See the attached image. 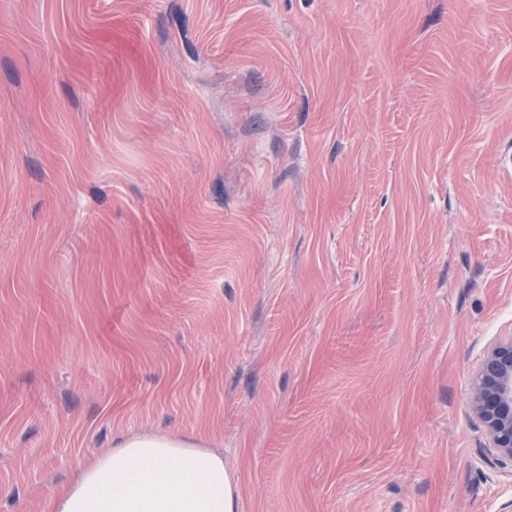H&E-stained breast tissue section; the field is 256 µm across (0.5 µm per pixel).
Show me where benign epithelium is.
<instances>
[{
    "instance_id": "1",
    "label": "benign epithelium",
    "mask_w": 512,
    "mask_h": 512,
    "mask_svg": "<svg viewBox=\"0 0 512 512\" xmlns=\"http://www.w3.org/2000/svg\"><path fill=\"white\" fill-rule=\"evenodd\" d=\"M471 403L493 447L512 459V336L487 352L472 382Z\"/></svg>"
}]
</instances>
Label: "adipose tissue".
<instances>
[{
	"label": "adipose tissue",
	"mask_w": 512,
	"mask_h": 512,
	"mask_svg": "<svg viewBox=\"0 0 512 512\" xmlns=\"http://www.w3.org/2000/svg\"><path fill=\"white\" fill-rule=\"evenodd\" d=\"M224 457L195 439L132 435L84 463L50 512H237Z\"/></svg>",
	"instance_id": "obj_1"
}]
</instances>
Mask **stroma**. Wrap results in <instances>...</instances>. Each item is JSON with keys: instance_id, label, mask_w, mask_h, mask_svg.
<instances>
[{"instance_id": "35a3bbf8", "label": "stroma", "mask_w": 512, "mask_h": 512, "mask_svg": "<svg viewBox=\"0 0 512 512\" xmlns=\"http://www.w3.org/2000/svg\"><path fill=\"white\" fill-rule=\"evenodd\" d=\"M512 0H0V512L121 438L238 512H507ZM471 403L493 448L512 460V336L487 352L472 382Z\"/></svg>"}]
</instances>
